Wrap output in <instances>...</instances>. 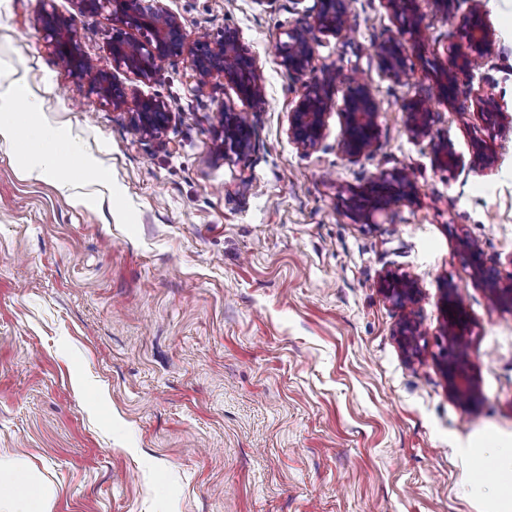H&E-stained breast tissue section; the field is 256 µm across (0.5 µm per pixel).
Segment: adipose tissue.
I'll return each instance as SVG.
<instances>
[{"label":"adipose tissue","mask_w":512,"mask_h":512,"mask_svg":"<svg viewBox=\"0 0 512 512\" xmlns=\"http://www.w3.org/2000/svg\"><path fill=\"white\" fill-rule=\"evenodd\" d=\"M23 92L18 83L0 84V143H14L21 130H29L41 146L28 157L27 175L46 180L64 166L66 155L55 147L54 135L43 131L36 113L17 111ZM464 455L470 482H477L486 470L495 471L493 512H512V448H490L478 442L465 448ZM54 495V489L26 462L0 456V512H52Z\"/></svg>","instance_id":"1"}]
</instances>
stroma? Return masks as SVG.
<instances>
[{
    "instance_id": "stroma-1",
    "label": "stroma",
    "mask_w": 512,
    "mask_h": 512,
    "mask_svg": "<svg viewBox=\"0 0 512 512\" xmlns=\"http://www.w3.org/2000/svg\"><path fill=\"white\" fill-rule=\"evenodd\" d=\"M164 2L188 37L231 28L255 57L266 104L247 156H220L217 108L239 99L220 76L194 92L190 55L143 82L114 67L106 14L0 0V74L30 89L18 111L38 109L70 166L90 158L112 176L79 185L95 204L78 206L27 177L26 136L0 145V455L42 474L53 512H479L496 479L473 491L462 450L512 445V311L475 282L462 242L512 271V0H482L495 50L451 105L438 78L465 42L457 16L470 0L453 17L417 0L420 42L384 0H352L350 37L318 36L313 71L371 83L379 143L355 161L338 148V113L317 151L288 137L304 81L275 45L298 20L292 0ZM45 8L75 16L80 48L129 97L169 104L160 137L58 64ZM395 35L410 69L400 82L375 57ZM482 95L505 106L496 125L477 112ZM413 97L434 112L423 140L405 125ZM443 139L465 158L489 141L496 161L444 171L432 153ZM397 168L413 173L416 199L355 222L352 197ZM389 274L420 289L413 356L396 336L407 312L380 289ZM447 281L475 323L474 410L449 398L441 366Z\"/></svg>"
}]
</instances>
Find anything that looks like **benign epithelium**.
I'll use <instances>...</instances> for the list:
<instances>
[{"instance_id": "1", "label": "benign epithelium", "mask_w": 512, "mask_h": 512, "mask_svg": "<svg viewBox=\"0 0 512 512\" xmlns=\"http://www.w3.org/2000/svg\"><path fill=\"white\" fill-rule=\"evenodd\" d=\"M79 14L105 12L111 22L108 45L112 62L144 82L158 79L164 65L189 52L195 73V90L207 86L210 79L220 75L231 85L238 98L253 109L265 103L262 78L255 58L242 45L239 32L226 30L219 38L208 32L197 36L192 47H187L185 28L179 18L170 12L162 0H73ZM459 17L466 44L452 51L450 66L443 73L440 92L448 105H453L458 75L468 74L484 62L495 48L494 33L484 19L480 0ZM386 7L400 23V30L420 31L413 23L415 0H385ZM349 0H316V4L303 11V17L287 31V40L275 45L280 65L289 74L304 76L312 67L314 48L312 34L317 31L326 36L341 38L348 33ZM43 31L57 56L65 59L73 75L88 86L89 92L110 102L117 111L127 112L135 129L146 138H157L169 127L173 113L167 102L160 98H136L128 102L125 91L112 81L109 73L94 67L73 39L75 17H62L55 12L42 11ZM379 67L389 77L399 80L406 76V62L402 44L391 39L377 50ZM337 110L342 120L340 151L351 159L371 153L377 146L379 128L376 115L379 103L371 86L358 75H345L337 69H326L321 78L303 86L298 100L288 113V137L297 148L308 152L317 149L325 138L326 119L330 111ZM479 113L487 118L503 114L504 106L492 97L477 99ZM405 124L414 139L430 134L433 112L427 100L410 99L404 104ZM221 120L217 129L224 159L241 158L254 146V128L248 113L230 104L219 108ZM434 164L444 170L464 165L463 159L448 141H440L433 148ZM495 162V152L487 141L477 139L471 145L470 165L487 168ZM398 187V195L413 200L417 187L409 172L396 169L382 174L373 184L371 194L355 204L352 216L368 222L396 201L387 187ZM463 247L470 259L477 283L485 289L494 303L512 308V271L502 276L489 272L480 259L479 249L465 241ZM381 289L396 305L405 308L418 300L419 288L407 276H386ZM442 311L446 317L445 336L448 358L443 371L448 384V396L470 408L478 397V376L468 359L464 345L472 335L474 323L463 309L457 289L448 285L444 289ZM418 324L406 319L399 326L398 336L408 353L417 346Z\"/></svg>"}]
</instances>
